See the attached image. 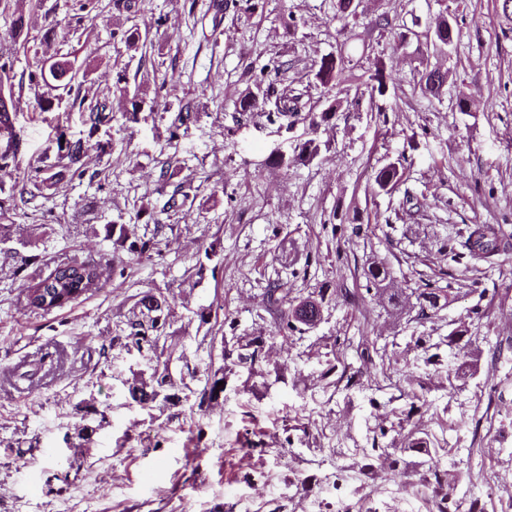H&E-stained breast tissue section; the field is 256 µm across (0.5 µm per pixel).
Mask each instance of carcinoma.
<instances>
[{"mask_svg": "<svg viewBox=\"0 0 512 512\" xmlns=\"http://www.w3.org/2000/svg\"><path fill=\"white\" fill-rule=\"evenodd\" d=\"M458 36L457 18L448 15L439 16L430 27V42L437 51L450 49ZM8 39L15 49H27L34 55H39V47L30 44V34L26 22V16L22 9L18 8L12 13L11 26ZM346 68V56L340 50L336 54L323 56L318 69L314 73V79L327 90L336 86L340 76ZM80 71L74 61L66 56L56 57L48 68H39L29 73L28 82L30 89L37 95V105L42 112L51 110L52 100L41 93L43 89L58 90L64 88L72 90L82 87L79 81ZM389 76L383 68L378 66L370 75L371 90L380 96L388 91ZM447 79V74L438 68L425 71L422 76L424 89L436 95L439 93ZM263 104L269 106V111L278 119H296L301 112V94H292L286 89H277L270 83L261 90ZM19 141L16 140L15 131L9 121L8 102L0 99V186L5 180H16L20 174L21 162L18 156ZM88 151V146L77 140L67 142L59 146L58 161L74 170L77 175L84 174L82 160ZM320 152V144L314 138H308L294 148L293 155L274 153L267 159V163L278 167H286L292 163H309ZM399 179V171L396 165L389 163L380 168L375 176V183L379 189L385 190L394 186ZM120 236L129 242L128 251L133 255L142 256L154 248V243L149 239L136 237L129 239L128 233L122 231ZM512 233L506 231L500 225L475 224L471 227L464 247L467 256L472 260L483 261L499 250V246L508 242ZM111 263L94 260L71 261L58 265L47 277L31 279L25 288L27 305L37 307V292L43 288H91L106 281L107 272ZM390 276L386 266L381 263L368 267L367 281L374 286L383 285ZM277 289H270V303L279 306L286 305L281 327L291 331L300 332L315 324L321 317V303L312 296L302 300L287 302L276 296ZM441 290L432 288L418 295L420 310L436 311L439 309ZM141 318L128 321L127 343L142 349L158 347L159 340L163 337L166 325L164 308L167 301L158 298L152 293L144 294L138 301ZM224 380V369L219 368L211 374L206 384L199 392L198 407L210 405L217 401L220 394L224 393V387L218 382ZM172 386L168 372V363L155 368L150 382H140L131 388L132 400L142 408H153L168 402V387Z\"/></svg>", "mask_w": 512, "mask_h": 512, "instance_id": "obj_1", "label": "carcinoma"}]
</instances>
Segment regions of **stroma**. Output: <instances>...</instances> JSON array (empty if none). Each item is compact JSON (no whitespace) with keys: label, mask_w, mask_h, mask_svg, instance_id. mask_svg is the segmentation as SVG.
Wrapping results in <instances>:
<instances>
[{"label":"stroma","mask_w":512,"mask_h":512,"mask_svg":"<svg viewBox=\"0 0 512 512\" xmlns=\"http://www.w3.org/2000/svg\"><path fill=\"white\" fill-rule=\"evenodd\" d=\"M336 3L96 0L84 16L75 0H23L33 36L76 19L46 51L85 70L103 118L39 111L27 85L38 60L13 55L20 157L55 175L15 194L0 230L18 253L0 257V512H512V243L478 263L448 252L475 224L512 231V33L496 0H363L354 15ZM447 12L459 37L436 52L424 34ZM383 13L406 43L374 27ZM134 28L151 49H128ZM340 47L352 77L318 129L282 126L264 105L238 111L273 79L321 113L313 67ZM379 63L392 75L383 97L365 86ZM428 67L448 73L435 96L419 87ZM186 110L193 122L170 138ZM312 136L313 162L266 165ZM61 137L94 142L82 176L58 165ZM388 163L400 179L383 191L374 176ZM178 183L189 198L155 229L146 212ZM123 230L157 245L134 256ZM69 258L114 271L79 303L26 306L24 279ZM374 261L391 268L385 287L367 284ZM273 282L291 300L324 291L315 329L280 330ZM426 288L448 299L432 317L419 312ZM148 291L171 306L163 351L176 383L151 410L128 387L163 351L125 347ZM251 340L262 353L240 366ZM25 362L42 365L37 384L15 381ZM217 369L224 394L199 410ZM414 438L422 447L407 448ZM435 463L453 492L419 496Z\"/></svg>","instance_id":"35a3bbf8"}]
</instances>
